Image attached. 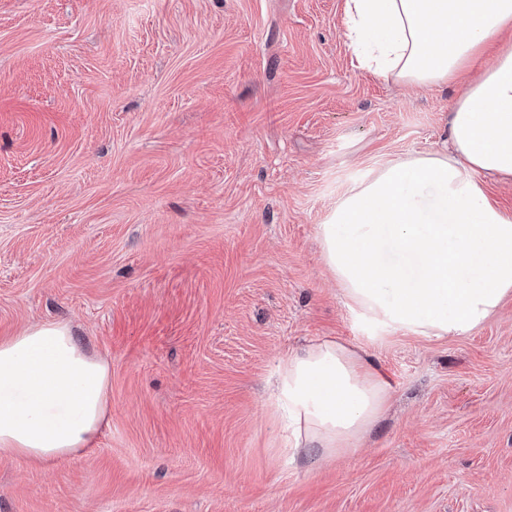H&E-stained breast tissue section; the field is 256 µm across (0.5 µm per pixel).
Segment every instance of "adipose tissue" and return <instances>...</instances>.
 I'll return each instance as SVG.
<instances>
[{
	"instance_id": "obj_1",
	"label": "adipose tissue",
	"mask_w": 512,
	"mask_h": 512,
	"mask_svg": "<svg viewBox=\"0 0 512 512\" xmlns=\"http://www.w3.org/2000/svg\"><path fill=\"white\" fill-rule=\"evenodd\" d=\"M359 69L443 86L512 28V0H344ZM512 178V44L472 82L448 121V149L392 160L349 185L319 227L325 263L369 323L424 338L465 334L512 294V217L478 175ZM392 385L374 362L325 337L277 366L273 405L294 456L354 453ZM107 364L63 323L0 342V451L60 460L107 419Z\"/></svg>"
}]
</instances>
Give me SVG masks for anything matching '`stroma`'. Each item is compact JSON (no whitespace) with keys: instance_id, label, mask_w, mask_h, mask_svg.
Returning <instances> with one entry per match:
<instances>
[{"instance_id":"1","label":"stroma","mask_w":512,"mask_h":512,"mask_svg":"<svg viewBox=\"0 0 512 512\" xmlns=\"http://www.w3.org/2000/svg\"><path fill=\"white\" fill-rule=\"evenodd\" d=\"M344 0H0V341L68 324L108 424L0 452V512H512V296L426 339L345 302L318 227L441 149L470 80L354 66ZM322 336L392 384L350 455L292 459L270 379Z\"/></svg>"}]
</instances>
